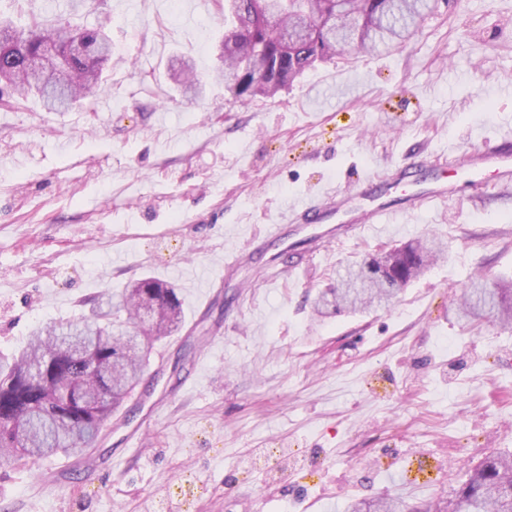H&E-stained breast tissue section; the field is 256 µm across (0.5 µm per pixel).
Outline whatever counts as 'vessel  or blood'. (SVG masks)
Listing matches in <instances>:
<instances>
[{"mask_svg": "<svg viewBox=\"0 0 512 512\" xmlns=\"http://www.w3.org/2000/svg\"><path fill=\"white\" fill-rule=\"evenodd\" d=\"M448 162L460 171L472 192L482 187L481 176L486 168H494L497 184L502 190L512 189V126L502 127L483 147L464 155H449ZM422 161L409 157L395 172L373 175L361 181L355 189H329L318 197H307L287 207L278 223L266 225L262 235L251 239L248 249L235 252L224 260L222 271L232 277L252 260L255 253L274 245L288 243L287 229L308 223L314 231L308 236L307 258H314L335 240L357 234H380L388 230L397 215L409 216L435 205L447 204L454 195L448 183L434 180L413 184L412 172ZM406 183L413 189L404 193L400 205H393L391 190Z\"/></svg>", "mask_w": 512, "mask_h": 512, "instance_id": "b4317fda", "label": "vessel or blood"}]
</instances>
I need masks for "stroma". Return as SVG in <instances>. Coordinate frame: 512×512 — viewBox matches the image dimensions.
Masks as SVG:
<instances>
[{
    "instance_id": "stroma-1",
    "label": "stroma",
    "mask_w": 512,
    "mask_h": 512,
    "mask_svg": "<svg viewBox=\"0 0 512 512\" xmlns=\"http://www.w3.org/2000/svg\"><path fill=\"white\" fill-rule=\"evenodd\" d=\"M64 0H0L20 31ZM105 25L106 84L47 111L0 106V350L91 299L152 277L177 288L181 330L158 343L131 398L83 460L0 465V512H345L386 496H448L468 468L512 451V330L468 326L474 276H512V193L494 188L332 244L295 274L251 270L203 292L242 231L409 156L481 146L512 125V0H439L390 50L352 48L275 97L216 82L224 0H84ZM189 60L202 96L167 76ZM420 240L447 249L386 308L316 316L336 273Z\"/></svg>"
}]
</instances>
